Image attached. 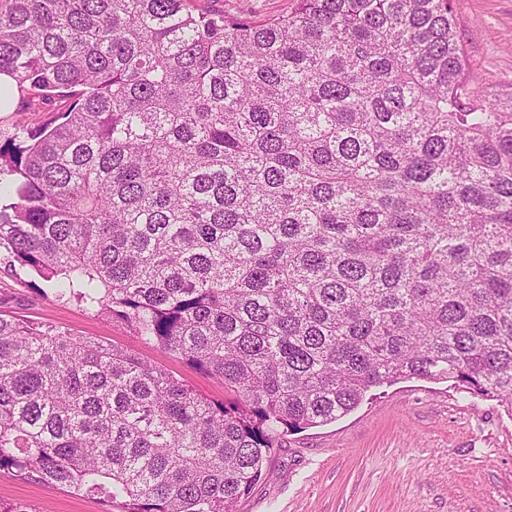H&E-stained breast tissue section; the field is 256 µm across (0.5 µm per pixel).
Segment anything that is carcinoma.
Returning a JSON list of instances; mask_svg holds the SVG:
<instances>
[{
    "label": "carcinoma",
    "mask_w": 512,
    "mask_h": 512,
    "mask_svg": "<svg viewBox=\"0 0 512 512\" xmlns=\"http://www.w3.org/2000/svg\"><path fill=\"white\" fill-rule=\"evenodd\" d=\"M67 108L9 147L0 256L224 383L0 315V471L236 512L278 436L374 388L512 406V88L450 0H9L0 73ZM197 10L223 13L228 18L246 17L260 21L271 16L287 13L293 0H192Z\"/></svg>",
    "instance_id": "obj_1"
}]
</instances>
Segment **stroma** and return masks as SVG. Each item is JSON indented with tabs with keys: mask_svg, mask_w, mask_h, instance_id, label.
<instances>
[{
	"mask_svg": "<svg viewBox=\"0 0 512 512\" xmlns=\"http://www.w3.org/2000/svg\"><path fill=\"white\" fill-rule=\"evenodd\" d=\"M195 9L260 21L293 0H192ZM457 31L476 85L512 84V0H453ZM16 112H0V144L17 122L42 126L64 100L26 90ZM40 279L0 261V313L68 329L129 349L215 402L224 385L124 325L72 301L42 296ZM266 477L237 512H512V408L449 382L403 380L370 391L335 422L291 433L265 464ZM0 500L36 512H126L98 498L0 471Z\"/></svg>",
	"mask_w": 512,
	"mask_h": 512,
	"instance_id": "obj_1",
	"label": "stroma"
}]
</instances>
